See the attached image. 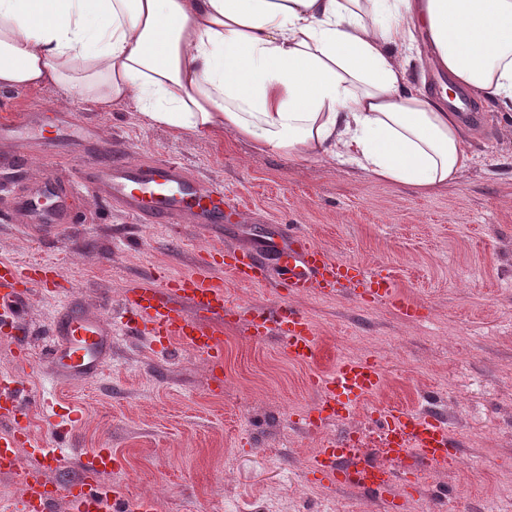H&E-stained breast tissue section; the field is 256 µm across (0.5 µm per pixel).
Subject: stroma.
<instances>
[{"label": "stroma", "mask_w": 512, "mask_h": 512, "mask_svg": "<svg viewBox=\"0 0 512 512\" xmlns=\"http://www.w3.org/2000/svg\"><path fill=\"white\" fill-rule=\"evenodd\" d=\"M477 110L470 166L425 195L337 163L258 153L228 133L185 137L148 124L133 102L100 112L53 84L0 90V260L57 264L87 311L120 314L131 280L192 272L200 253L258 245L283 224L301 226L332 256L386 266L428 309L410 323L346 288L315 293L296 300L321 337L314 362L253 343L239 324L224 329L219 388L198 353L180 344L163 353L146 334L117 339L97 378L63 382L42 356L62 301L33 291L30 357L20 361L0 339V375H17L35 396L23 420L33 436L66 433L74 453L51 479L75 478L79 454L109 448L123 465L103 482L152 498L156 512H388L366 492L327 489L307 472L316 448L344 429L361 432L363 455L382 459L370 412L405 405L439 415L461 444L453 465L427 469L405 512H512V112ZM56 112L89 127L92 146L54 127ZM50 138L48 152L77 166L111 156L117 142L135 159L178 160L202 183H223L239 208L216 236L196 224L133 223L85 192L68 202L72 224L39 241L18 228L13 196L44 171L38 144ZM19 155L30 168L15 169ZM354 356L378 361L382 391L346 422L307 431L312 378Z\"/></svg>", "instance_id": "35a3bbf8"}]
</instances>
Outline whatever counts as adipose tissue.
<instances>
[{
	"label": "adipose tissue",
	"instance_id": "ef3b65f1",
	"mask_svg": "<svg viewBox=\"0 0 512 512\" xmlns=\"http://www.w3.org/2000/svg\"><path fill=\"white\" fill-rule=\"evenodd\" d=\"M425 53H417L418 38ZM424 60L512 112V0H0V89L52 82L100 111L229 132L428 193L472 154Z\"/></svg>",
	"mask_w": 512,
	"mask_h": 512
}]
</instances>
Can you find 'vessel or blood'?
<instances>
[{
	"mask_svg": "<svg viewBox=\"0 0 512 512\" xmlns=\"http://www.w3.org/2000/svg\"><path fill=\"white\" fill-rule=\"evenodd\" d=\"M89 189L142 224L224 227L223 185L201 183L176 160L134 162L121 151L110 160L83 166L75 177L47 172L15 197L14 212L25 230L42 239L61 230L65 198ZM47 196L57 198L55 208L43 205ZM216 267L243 285L264 284L270 269H278V301L248 309L232 304L224 296L223 284L209 275ZM63 287L57 265L0 261V336L15 344L18 359L29 357L24 318L28 296L37 289L54 294ZM343 287L350 288L359 302L408 320L425 312L422 304L397 289L389 269L369 270L333 257L291 226L270 244L207 254L198 259L192 273L170 277L159 272L131 281L120 317L63 306L50 326L51 340L43 357L59 378L94 379L112 361L113 340L139 335L146 327L161 348L188 346L204 356L209 367L219 369L224 361L225 326L243 322L254 342L276 339L291 359L307 364L319 353V333L293 300L315 291L330 297ZM314 385L318 400L306 423L309 430L317 431L331 421L350 418L361 400L381 389L383 373L376 360L343 359L331 373L318 376ZM22 415L19 380L1 379L0 475L17 477L24 485L22 512H56L61 499L67 502V512H154L152 500L129 499L102 483V475L121 464L108 448L84 457L77 480L50 481L48 472L60 467L66 451L34 438L22 424ZM378 428L396 468L355 454L360 436L354 432L325 443L308 470L310 479L330 489L369 492L394 507L412 488L411 472L423 466H446L458 457L459 443L451 426L432 414L395 406L379 415Z\"/></svg>",
	"mask_w": 512,
	"mask_h": 512,
	"instance_id": "vessel-or-blood-1",
	"label": "vessel or blood"
}]
</instances>
